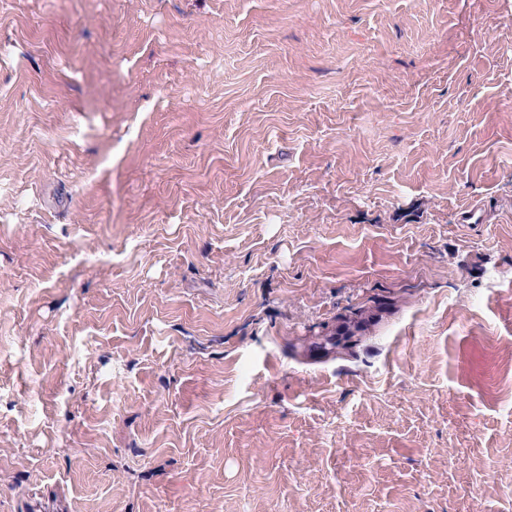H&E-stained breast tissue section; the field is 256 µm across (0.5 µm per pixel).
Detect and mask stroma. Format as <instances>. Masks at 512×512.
I'll use <instances>...</instances> for the list:
<instances>
[{"mask_svg":"<svg viewBox=\"0 0 512 512\" xmlns=\"http://www.w3.org/2000/svg\"><path fill=\"white\" fill-rule=\"evenodd\" d=\"M33 500L512 512V0H0Z\"/></svg>","mask_w":512,"mask_h":512,"instance_id":"35a3bbf8","label":"stroma"}]
</instances>
